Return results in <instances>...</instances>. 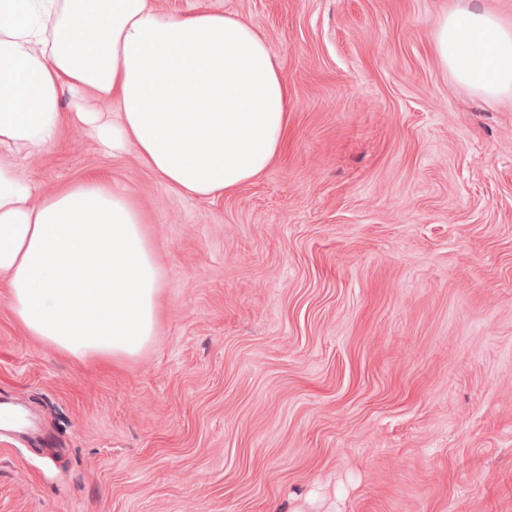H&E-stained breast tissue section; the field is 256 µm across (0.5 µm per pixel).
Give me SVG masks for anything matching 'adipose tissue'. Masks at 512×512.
I'll list each match as a JSON object with an SVG mask.
<instances>
[{"mask_svg":"<svg viewBox=\"0 0 512 512\" xmlns=\"http://www.w3.org/2000/svg\"><path fill=\"white\" fill-rule=\"evenodd\" d=\"M435 47L470 89L512 95V25L469 2L441 17ZM70 125L131 148L178 193L214 198L258 178L281 151L286 82L259 28L235 14L165 17L152 0H0L9 309L73 358L131 357L150 342L161 309L162 270L141 209L100 179L35 198L18 164Z\"/></svg>","mask_w":512,"mask_h":512,"instance_id":"obj_1","label":"adipose tissue"}]
</instances>
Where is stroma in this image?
<instances>
[{"label": "stroma", "mask_w": 512, "mask_h": 512, "mask_svg": "<svg viewBox=\"0 0 512 512\" xmlns=\"http://www.w3.org/2000/svg\"><path fill=\"white\" fill-rule=\"evenodd\" d=\"M251 20L281 153L214 199L65 129L38 194L121 182L163 269L138 355L76 360L0 283V512H512V100L442 65L462 0H154Z\"/></svg>", "instance_id": "stroma-1"}]
</instances>
